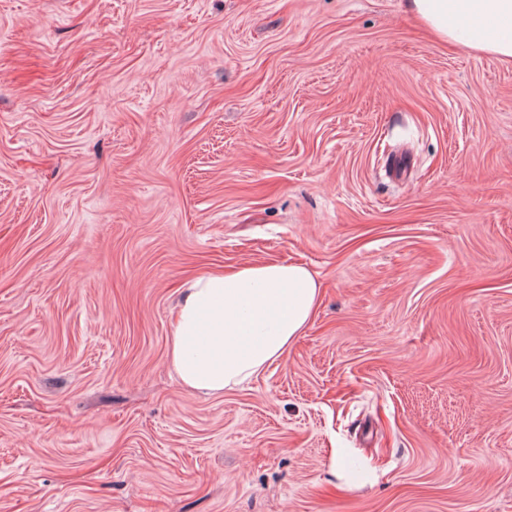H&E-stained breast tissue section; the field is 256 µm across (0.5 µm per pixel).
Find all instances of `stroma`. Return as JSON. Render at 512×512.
<instances>
[{"instance_id":"obj_1","label":"stroma","mask_w":512,"mask_h":512,"mask_svg":"<svg viewBox=\"0 0 512 512\" xmlns=\"http://www.w3.org/2000/svg\"><path fill=\"white\" fill-rule=\"evenodd\" d=\"M296 261L181 385L193 275ZM0 512H512V61L407 0H0ZM319 297L320 284L297 263L255 262L201 273L188 282L175 312L169 364L183 386L224 393L287 352Z\"/></svg>"}]
</instances>
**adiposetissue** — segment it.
<instances>
[{
  "label": "adipose tissue",
  "instance_id": "ef3b65f1",
  "mask_svg": "<svg viewBox=\"0 0 512 512\" xmlns=\"http://www.w3.org/2000/svg\"><path fill=\"white\" fill-rule=\"evenodd\" d=\"M438 40L512 61V0H410ZM320 297L297 263H248L192 278L171 326L169 364L181 384L211 394L275 364L311 320Z\"/></svg>",
  "mask_w": 512,
  "mask_h": 512
}]
</instances>
